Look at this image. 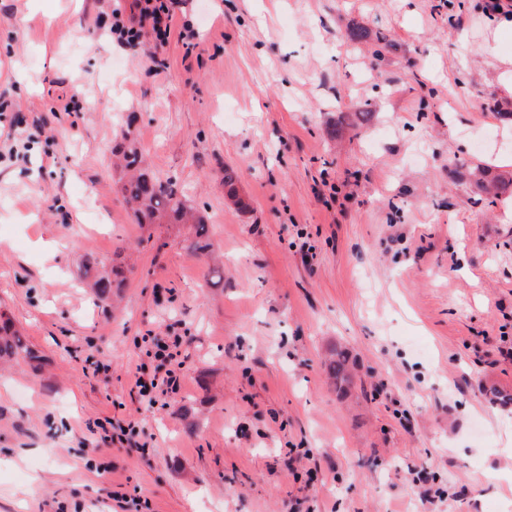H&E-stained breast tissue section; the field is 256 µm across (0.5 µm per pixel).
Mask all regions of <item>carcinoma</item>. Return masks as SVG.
<instances>
[{
	"mask_svg": "<svg viewBox=\"0 0 512 512\" xmlns=\"http://www.w3.org/2000/svg\"><path fill=\"white\" fill-rule=\"evenodd\" d=\"M132 121L126 122V128L119 133V140L113 153L120 157L122 172L115 181L118 193L124 198L139 224H191L196 230L192 248L200 253L209 251L211 243L205 234L206 220L194 207L187 204L185 196L170 180H162L145 161L142 149L131 131ZM472 175L477 185L494 200L502 196H512V179L490 175V168L475 165ZM237 173L224 169L225 198L237 207L244 206L235 188ZM98 260L90 259L85 266V274L92 277V288L104 303L119 295L123 284V270L114 266L111 273L103 274L97 270ZM33 358L32 351L22 340L20 333L10 320L0 315V360L13 361ZM347 359L342 354L328 365L329 374L336 384L348 383Z\"/></svg>",
	"mask_w": 512,
	"mask_h": 512,
	"instance_id": "1",
	"label": "carcinoma"
}]
</instances>
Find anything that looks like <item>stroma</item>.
<instances>
[{"instance_id":"stroma-1","label":"stroma","mask_w":512,"mask_h":512,"mask_svg":"<svg viewBox=\"0 0 512 512\" xmlns=\"http://www.w3.org/2000/svg\"><path fill=\"white\" fill-rule=\"evenodd\" d=\"M117 5L0 0V105L32 137L0 160V312L41 357L0 372V512H425L413 466L442 512H512V200L467 177H512V29L488 0H176L196 48H129ZM129 115L211 255L116 192ZM92 257L127 265L114 308ZM148 334L183 360L154 407ZM135 385L140 389L143 396L149 397V402L154 404L152 394L154 393H167L169 390L174 391L179 387V379L173 369H166L164 375L154 373L148 379L143 376H138L135 380Z\"/></svg>"}]
</instances>
